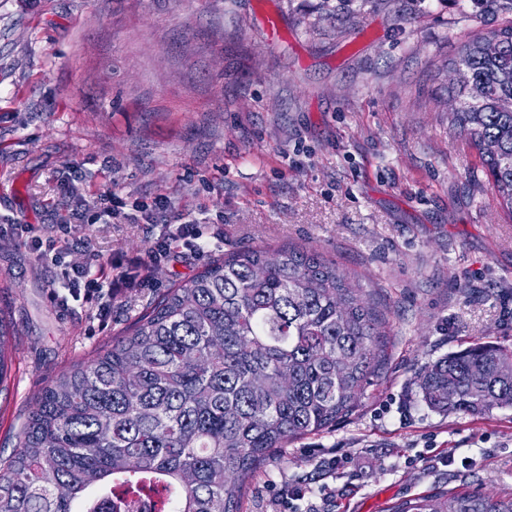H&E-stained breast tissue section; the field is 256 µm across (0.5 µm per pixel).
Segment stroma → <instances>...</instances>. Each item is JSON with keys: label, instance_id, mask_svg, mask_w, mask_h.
Wrapping results in <instances>:
<instances>
[{"label": "stroma", "instance_id": "1", "mask_svg": "<svg viewBox=\"0 0 512 512\" xmlns=\"http://www.w3.org/2000/svg\"><path fill=\"white\" fill-rule=\"evenodd\" d=\"M509 19L496 0H0V217L126 268L159 226L58 233L64 198L108 186L167 197L208 243L172 248L103 312L59 307L57 268L0 241V456L47 386L173 283L292 243L335 259L386 314L385 356L348 416L270 453L241 512L512 495V409L439 412L420 388L448 354L512 350V217L447 114L460 45Z\"/></svg>", "mask_w": 512, "mask_h": 512}]
</instances>
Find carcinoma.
Instances as JSON below:
<instances>
[{"instance_id": "cac0c4a2", "label": "carcinoma", "mask_w": 512, "mask_h": 512, "mask_svg": "<svg viewBox=\"0 0 512 512\" xmlns=\"http://www.w3.org/2000/svg\"><path fill=\"white\" fill-rule=\"evenodd\" d=\"M453 67L452 99L463 101L449 130L476 149L511 215L512 21L464 42ZM384 324L313 250L227 253L45 389L17 449L0 458V512H141L156 488V512H240L272 449L355 408L383 356ZM420 388L437 411L512 408V351L483 343L449 354ZM390 512H512V497L443 492Z\"/></svg>"}]
</instances>
